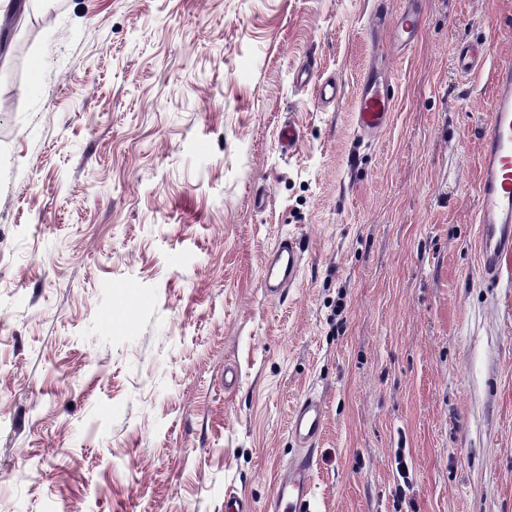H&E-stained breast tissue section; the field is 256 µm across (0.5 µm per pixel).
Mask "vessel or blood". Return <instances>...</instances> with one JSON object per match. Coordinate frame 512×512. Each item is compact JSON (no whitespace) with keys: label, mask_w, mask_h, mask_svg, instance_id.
I'll return each mask as SVG.
<instances>
[{"label":"vessel or blood","mask_w":512,"mask_h":512,"mask_svg":"<svg viewBox=\"0 0 512 512\" xmlns=\"http://www.w3.org/2000/svg\"><path fill=\"white\" fill-rule=\"evenodd\" d=\"M378 24L388 25L392 35L403 45H411L417 31L419 14L409 7L395 16L386 9L376 14ZM486 49L481 43H464L454 54L457 71L464 75L481 69ZM306 80L317 85L320 105L334 104L341 98L337 82L319 79L315 69H308ZM389 82L379 70L364 77L355 103L354 124L365 138L378 136L389 126L394 108L388 93ZM491 123L481 151L480 177L477 185L479 208L477 222L480 234V271L486 278L499 274L504 258L512 256V58L500 61L495 70ZM300 253L293 238L277 241L268 254L262 283L269 294L291 287L298 276ZM325 428V409L313 395H305L294 406L289 417L288 433L300 452L289 459L278 478L270 502L273 512H309L310 487L314 451Z\"/></svg>","instance_id":"obj_1"}]
</instances>
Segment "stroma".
Wrapping results in <instances>:
<instances>
[{
  "instance_id": "35a3bbf8",
  "label": "stroma",
  "mask_w": 512,
  "mask_h": 512,
  "mask_svg": "<svg viewBox=\"0 0 512 512\" xmlns=\"http://www.w3.org/2000/svg\"><path fill=\"white\" fill-rule=\"evenodd\" d=\"M420 2L404 50L377 0H0V512H268L309 393L310 512H512V258L485 281L476 222L512 0ZM486 61V49L483 43H463L455 51L454 63L457 71L470 75L481 69ZM305 75V77H304ZM314 80L317 85L318 104L325 106L327 104H335L341 99V89L336 81L329 79L322 80L319 78L314 65H309V69L300 77V83ZM388 87V79L378 69L363 78L354 113L356 132L362 137L375 138L389 126L394 104ZM300 261L299 249L292 237H283L277 241L266 258L261 278L270 295L295 283Z\"/></svg>"
}]
</instances>
